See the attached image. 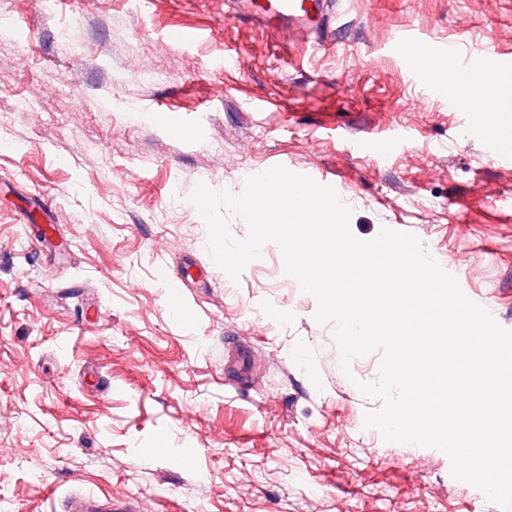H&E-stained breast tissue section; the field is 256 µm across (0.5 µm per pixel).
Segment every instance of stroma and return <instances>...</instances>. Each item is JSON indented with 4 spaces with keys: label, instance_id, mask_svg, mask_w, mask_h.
I'll return each instance as SVG.
<instances>
[{
    "label": "stroma",
    "instance_id": "1",
    "mask_svg": "<svg viewBox=\"0 0 512 512\" xmlns=\"http://www.w3.org/2000/svg\"><path fill=\"white\" fill-rule=\"evenodd\" d=\"M0 498L73 493L134 512H502L441 450L364 425L381 352L335 325L266 243L239 279L190 196L241 194L282 159L326 172L350 229L413 233L512 330V163L486 156L395 48L494 41L512 0H347L333 47L227 0H0ZM178 30L196 39L172 42ZM80 43L82 56L68 53ZM298 66H289V58ZM145 63L158 81L138 83ZM57 226L42 242L37 227ZM205 278L170 287L186 268ZM100 314L86 320V304Z\"/></svg>",
    "mask_w": 512,
    "mask_h": 512
}]
</instances>
